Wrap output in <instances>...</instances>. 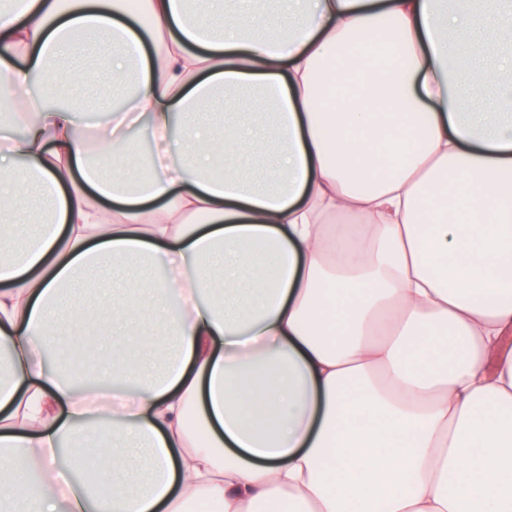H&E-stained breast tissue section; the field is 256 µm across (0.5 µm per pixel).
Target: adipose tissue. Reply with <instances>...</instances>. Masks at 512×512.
Wrapping results in <instances>:
<instances>
[{
	"label": "adipose tissue",
	"instance_id": "adipose-tissue-1",
	"mask_svg": "<svg viewBox=\"0 0 512 512\" xmlns=\"http://www.w3.org/2000/svg\"><path fill=\"white\" fill-rule=\"evenodd\" d=\"M188 2L0 7V512H512V0ZM99 339L94 335H76L74 332L65 331L61 336H56V344L53 354L50 356V363L56 357H61L67 363H74L79 354L87 347H94L98 350Z\"/></svg>",
	"mask_w": 512,
	"mask_h": 512
}]
</instances>
